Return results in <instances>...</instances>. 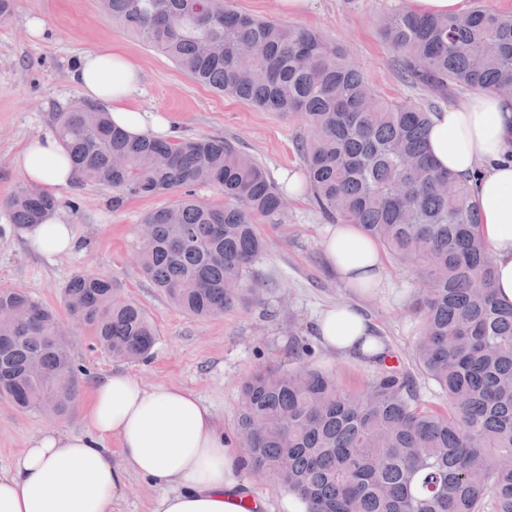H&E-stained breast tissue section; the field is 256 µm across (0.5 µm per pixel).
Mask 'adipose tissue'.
<instances>
[{
  "label": "adipose tissue",
  "instance_id": "1",
  "mask_svg": "<svg viewBox=\"0 0 512 512\" xmlns=\"http://www.w3.org/2000/svg\"><path fill=\"white\" fill-rule=\"evenodd\" d=\"M68 79L129 135L174 137L170 121L136 105L142 70L121 46L81 53L72 60ZM427 146L438 167L465 180L479 204L480 233L493 262L492 288L512 303V96L483 90L453 99L431 115ZM14 165L26 183L50 194L78 181L63 141L51 129L29 139ZM27 241L47 257L77 246L71 225L56 215L32 227ZM321 247L352 288L363 293L387 287L377 244L354 225H330ZM316 332L324 348L337 355L364 359L386 350L353 302L327 308ZM81 412L80 432L48 428L29 439L13 467L0 469V512H112L132 475L159 492L156 512H263L264 501L246 490L245 454L192 392L148 388L127 372L112 371L95 379Z\"/></svg>",
  "mask_w": 512,
  "mask_h": 512
}]
</instances>
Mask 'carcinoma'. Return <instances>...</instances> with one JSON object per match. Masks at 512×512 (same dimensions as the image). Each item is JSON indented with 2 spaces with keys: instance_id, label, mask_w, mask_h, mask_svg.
<instances>
[{
  "instance_id": "carcinoma-1",
  "label": "carcinoma",
  "mask_w": 512,
  "mask_h": 512,
  "mask_svg": "<svg viewBox=\"0 0 512 512\" xmlns=\"http://www.w3.org/2000/svg\"><path fill=\"white\" fill-rule=\"evenodd\" d=\"M101 11L198 83L259 109L300 117L313 199L328 218L354 224L390 257L421 272L423 326L415 369L448 398L420 406L406 370L379 360L354 394L309 362L259 365L240 384L237 436L250 470L288 491L304 512H512V303L491 288L481 213L465 182L426 149L430 114L381 99L345 52L319 34L260 20L227 0H99ZM382 30L403 55L401 75L441 96L512 83V15L480 5L455 16L388 15ZM71 164L112 203L178 193L148 213L143 274L184 314L220 316L243 300L265 250L258 223L287 217L284 191L250 155L221 137L132 138L90 104L54 113ZM219 188L200 204L191 188ZM18 231L59 201L25 185L7 201ZM70 317L115 359L146 358L156 330L112 278L73 276ZM55 313L0 289V393L20 409L69 414L80 390Z\"/></svg>"
}]
</instances>
